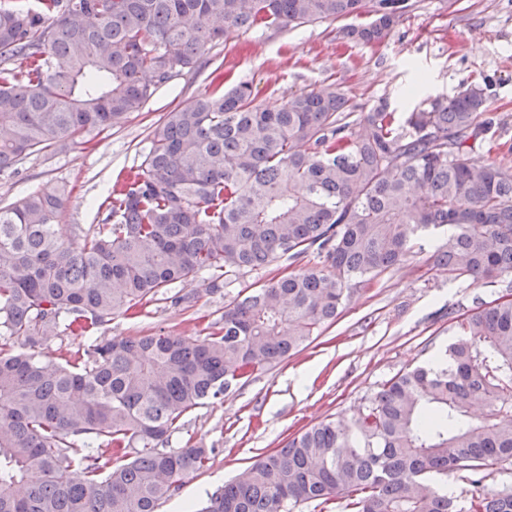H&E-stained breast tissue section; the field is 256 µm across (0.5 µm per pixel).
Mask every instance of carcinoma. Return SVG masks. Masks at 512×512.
I'll return each mask as SVG.
<instances>
[{
    "label": "carcinoma",
    "mask_w": 512,
    "mask_h": 512,
    "mask_svg": "<svg viewBox=\"0 0 512 512\" xmlns=\"http://www.w3.org/2000/svg\"><path fill=\"white\" fill-rule=\"evenodd\" d=\"M408 0H37L0 3V176L100 134L218 40L262 27L351 24L383 41ZM166 113L108 215L77 247L56 224L69 191L0 206V512H158L214 449L169 448L189 411L240 389L331 324L357 286L434 239V264L474 284L512 274V167L477 166L483 90L349 131L335 85L276 110L242 81ZM315 259L224 304L192 338L97 336L112 315L208 275L218 293L283 258ZM447 360L387 380L345 427L318 422L262 454L198 512H512L486 471L512 463V299L448 311ZM84 354L43 362L59 327ZM487 409L477 421L469 410ZM454 472L459 495L429 475Z\"/></svg>",
    "instance_id": "obj_1"
}]
</instances>
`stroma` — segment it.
<instances>
[{"mask_svg":"<svg viewBox=\"0 0 512 512\" xmlns=\"http://www.w3.org/2000/svg\"><path fill=\"white\" fill-rule=\"evenodd\" d=\"M410 2L408 13L379 44L343 38L338 21L234 32L210 49L199 72L175 76L139 111L89 143L30 157L17 173L0 178V205L37 188L67 185L71 198L58 222L65 227V243L80 244L83 229L106 218L103 202L117 179L141 164L154 123L165 112L190 106L209 88L216 70L224 73L225 86L249 82L256 103L268 108L336 85L354 107L348 117L354 132L360 113L379 104L401 114L476 86L494 125L471 160L512 165V0ZM433 251V242H426L411 261L357 289L336 323L320 329L300 353L243 389L189 412L171 438L172 447L190 439L214 454L208 468L186 479L160 512H182L200 502L305 427L326 418L350 419L385 380L436 361L455 334L449 309H471L512 289V274L478 285L453 278L434 266ZM303 267L300 261H283L245 274L220 294L211 293L200 277L192 285L190 309L173 307L160 294L137 317L113 315L101 334L143 336L163 329L194 336L244 287Z\"/></svg>","mask_w":512,"mask_h":512,"instance_id":"35a3bbf8","label":"stroma"}]
</instances>
